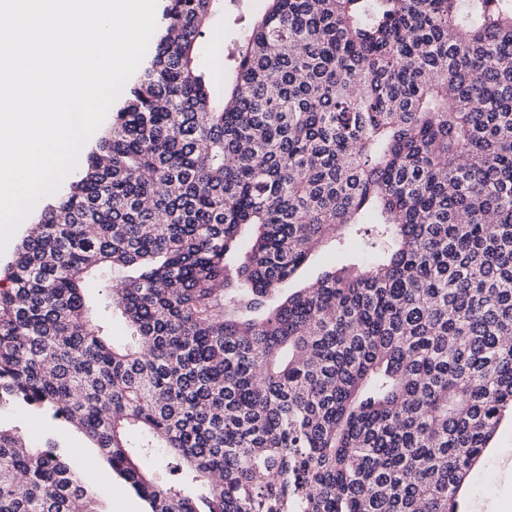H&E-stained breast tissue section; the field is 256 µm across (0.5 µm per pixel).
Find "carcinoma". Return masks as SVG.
I'll return each instance as SVG.
<instances>
[{"mask_svg": "<svg viewBox=\"0 0 512 512\" xmlns=\"http://www.w3.org/2000/svg\"><path fill=\"white\" fill-rule=\"evenodd\" d=\"M224 2L167 0L21 240L0 409L75 427L147 512H459L512 412V0H266L220 96ZM351 230L359 262L284 288ZM0 512L106 510L0 425Z\"/></svg>", "mask_w": 512, "mask_h": 512, "instance_id": "cac0c4a2", "label": "carcinoma"}]
</instances>
